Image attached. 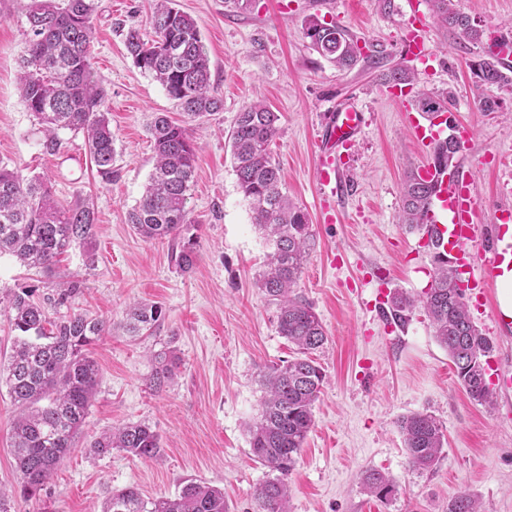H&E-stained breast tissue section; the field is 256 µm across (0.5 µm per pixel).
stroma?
I'll list each match as a JSON object with an SVG mask.
<instances>
[{"mask_svg":"<svg viewBox=\"0 0 512 512\" xmlns=\"http://www.w3.org/2000/svg\"><path fill=\"white\" fill-rule=\"evenodd\" d=\"M30 2L0 0V165L26 177L49 175L59 201L93 200L95 267L86 268L79 245L50 276L4 255L0 295L26 290L41 299L59 281L81 280L76 308L105 320L110 331L92 347L102 375L83 433L32 498L20 493L11 453L17 409L0 388V490L9 512H101L112 490L134 486L147 498L172 497L191 481L223 488L229 512H254L255 490L270 475L252 459L246 430L264 395L259 372L295 356L278 332L275 305L255 285L269 247L251 222L227 144L238 112L260 99L281 115L273 155L285 192L307 211L315 233L298 291L327 335L314 354L325 379L289 478V512H448L463 492L483 512H512V409L470 401L423 311L397 326L380 313L381 299L422 293L434 271L419 231L398 221L405 175L427 161L429 150L415 142L406 107L381 73L405 65L415 90L447 92L449 123L475 131L470 159L479 215L493 223L497 207L512 201V90L490 88L500 107L479 111L469 64L484 46L512 41V0H454L485 30L480 46L437 27L429 0H422L428 65L407 62L403 53L407 0H394L389 14L378 0H254L242 15L224 0H176L198 24L211 81L224 99L222 111L187 125L198 145L187 202L198 258L187 272L171 259L175 241L143 240L127 222L153 167L148 126L155 114L180 112L123 42L131 26L150 34L153 0H97L93 66L108 91L120 169L109 184L92 168L82 135L61 132L65 158L43 151L44 136L17 85ZM311 17L357 39L363 58L353 69L338 70L311 48L303 30ZM349 99L366 123L338 218L324 224L313 180L316 129ZM141 301L159 305L163 316L132 337L122 324L129 306ZM162 350L178 367L168 386L154 391L147 378ZM414 412L434 414L446 439L443 460L423 474L412 468L398 428ZM132 422L159 433L158 458L88 454L101 433ZM368 470L395 481L394 498L383 502L365 492L361 476Z\"/></svg>","mask_w":512,"mask_h":512,"instance_id":"1","label":"stroma"}]
</instances>
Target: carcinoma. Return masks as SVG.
Returning <instances> with one entry per match:
<instances>
[{"label": "carcinoma", "instance_id": "cac0c4a2", "mask_svg": "<svg viewBox=\"0 0 512 512\" xmlns=\"http://www.w3.org/2000/svg\"><path fill=\"white\" fill-rule=\"evenodd\" d=\"M434 20L473 44L482 42L484 30L469 24L457 12L453 0H430ZM95 0H33L26 12L29 40L21 59L19 89L28 111L44 132L48 155L63 153L58 131L84 136L98 177L110 183L119 177L116 150L106 111L107 91L92 62ZM154 38L146 40L137 27L128 28L125 46L134 63L152 75L177 102L190 121L223 109L224 100L210 83V62L196 21L174 6V0H157L150 16ZM304 35L312 48L340 70H349L361 58L358 41L334 23L311 17ZM474 103L482 112H494L499 102L485 90L512 86L497 55L488 52L471 61ZM384 81L409 84L412 73L392 67ZM418 107L431 114L448 107V94L423 93ZM280 116L257 102L238 113L231 133V153L237 183L252 214L272 247L256 286L276 305L279 333L297 350V357L260 371L265 395L256 419L248 426L250 451L275 476L255 493L257 512H288V478L295 468L308 433L314 425V405L324 375L311 355L327 340L313 306L296 292L310 253L314 235L304 208L283 193L282 175L271 145L280 134ZM150 135L153 172L138 204L128 212V223L147 241H178L172 254L181 271L193 267L197 240L190 234L186 208L194 184L198 147L185 125L160 113ZM458 143L437 144L432 158L452 168ZM433 198V186L410 171L402 186L400 220L413 229L423 228ZM97 214L82 198L62 205L54 197L49 176L25 178L0 166V255L16 257L27 267L54 272L59 258L73 246L89 245L95 236ZM435 273L430 287L415 299L400 295L392 300V316L398 322L414 307L424 309L438 343L448 351L455 376L469 398L478 405L493 404L486 383V359L493 348L473 321L457 270L448 258L434 256ZM84 282L69 280L42 302L23 290L8 299L6 309L17 332L12 353L0 359V387L7 388L21 407L12 426V453L20 477L21 494L34 497L43 490L82 433L100 378V368L88 351L107 332V323L72 308ZM68 308L60 314L57 309ZM162 310L139 303L127 314L124 328L142 336L159 321ZM176 362L167 353L155 355L148 378L153 389L163 387L175 374ZM412 467L430 472L442 460L444 433L441 422L428 412H415L399 420ZM94 455L114 449L139 459L161 453V438L150 425L128 423L104 433L89 444ZM368 494L388 500L396 492L393 479L369 470L363 476ZM102 512H227L224 490L190 482L175 497L146 499L135 486L109 493ZM448 512H480L471 496L460 493Z\"/></svg>", "mask_w": 512, "mask_h": 512}]
</instances>
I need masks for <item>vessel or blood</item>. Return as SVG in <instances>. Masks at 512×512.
Segmentation results:
<instances>
[{"label": "vessel or blood", "mask_w": 512, "mask_h": 512, "mask_svg": "<svg viewBox=\"0 0 512 512\" xmlns=\"http://www.w3.org/2000/svg\"><path fill=\"white\" fill-rule=\"evenodd\" d=\"M424 32L422 16L412 13L404 43L407 53L421 62L430 57ZM411 124L417 142L427 147L452 136L465 152L474 137L469 126H448L443 115L426 122L415 118ZM362 129L363 115L355 103L349 102L330 113L318 133L314 181L324 200L325 223L336 221V205L348 188L352 149ZM418 172L435 187L425 218L435 253L467 271L465 287L473 314L491 312L495 330L512 328V317L491 305L496 284L512 274V205L504 203L497 208L494 224L481 223L466 159H459L451 174L431 164L420 166ZM488 373L494 400L512 402V370L493 358L488 362Z\"/></svg>", "instance_id": "b4317fda"}]
</instances>
